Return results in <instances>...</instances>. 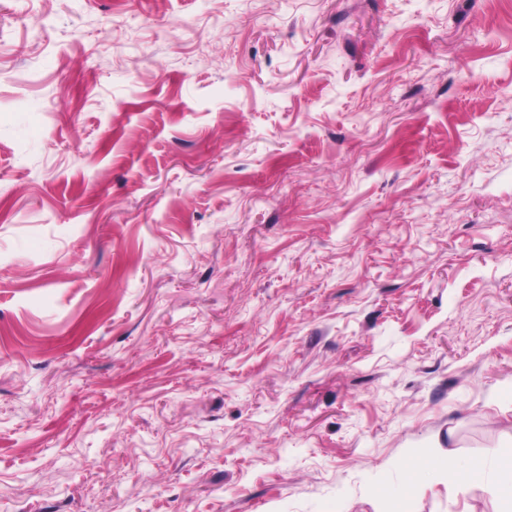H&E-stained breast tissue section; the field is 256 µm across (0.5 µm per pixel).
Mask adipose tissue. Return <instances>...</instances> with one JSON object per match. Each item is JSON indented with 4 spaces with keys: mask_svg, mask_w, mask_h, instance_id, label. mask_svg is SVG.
<instances>
[{
    "mask_svg": "<svg viewBox=\"0 0 512 512\" xmlns=\"http://www.w3.org/2000/svg\"><path fill=\"white\" fill-rule=\"evenodd\" d=\"M500 470L494 480H486L484 464L480 461H455L440 467H433L428 459H417L408 474L407 491H414L421 476L436 470L438 475L446 477L449 487L458 495L467 497L480 492L490 494L507 510L512 512V448L498 451Z\"/></svg>",
    "mask_w": 512,
    "mask_h": 512,
    "instance_id": "ef3b65f1",
    "label": "adipose tissue"
}]
</instances>
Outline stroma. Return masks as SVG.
I'll list each match as a JSON object with an SVG mask.
<instances>
[{
    "mask_svg": "<svg viewBox=\"0 0 512 512\" xmlns=\"http://www.w3.org/2000/svg\"><path fill=\"white\" fill-rule=\"evenodd\" d=\"M505 448L512 0H0V512H393ZM433 464L426 458H418L415 464L409 469L408 474V482L405 486L404 490L401 492L394 491L387 484L381 485V489L379 493L383 496L388 497H401L402 499H406V494L414 491L420 481L421 476L431 470Z\"/></svg>",
    "mask_w": 512,
    "mask_h": 512,
    "instance_id": "1",
    "label": "stroma"
}]
</instances>
